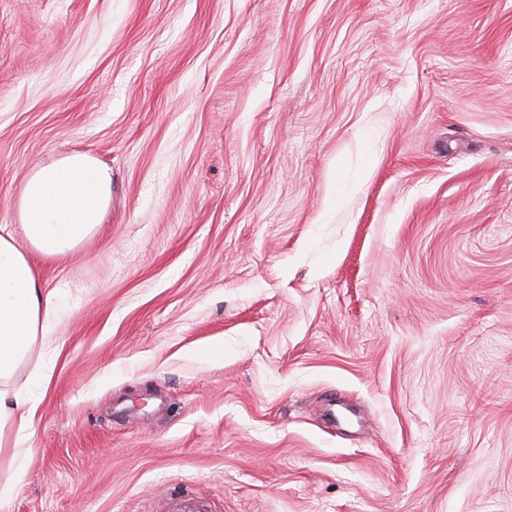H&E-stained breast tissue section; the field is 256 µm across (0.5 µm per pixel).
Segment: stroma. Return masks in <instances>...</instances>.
Wrapping results in <instances>:
<instances>
[{
	"label": "stroma",
	"mask_w": 512,
	"mask_h": 512,
	"mask_svg": "<svg viewBox=\"0 0 512 512\" xmlns=\"http://www.w3.org/2000/svg\"><path fill=\"white\" fill-rule=\"evenodd\" d=\"M74 152L9 512H512V0H0V225ZM165 512H208L202 497L192 494H174L166 498Z\"/></svg>",
	"instance_id": "stroma-1"
}]
</instances>
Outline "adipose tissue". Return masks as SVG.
I'll use <instances>...</instances> for the list:
<instances>
[{"label":"adipose tissue","instance_id":"adipose-tissue-1","mask_svg":"<svg viewBox=\"0 0 512 512\" xmlns=\"http://www.w3.org/2000/svg\"><path fill=\"white\" fill-rule=\"evenodd\" d=\"M112 197V173L85 153L32 172L20 188L22 237L0 229V431L33 435L37 405L16 378L35 343L50 347L59 302L45 291L30 255L52 258L93 234Z\"/></svg>","mask_w":512,"mask_h":512}]
</instances>
